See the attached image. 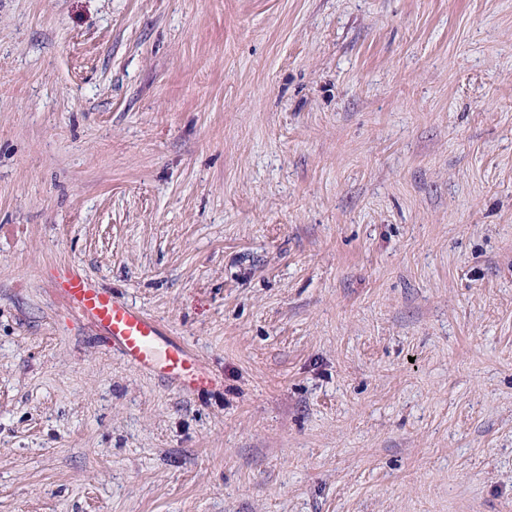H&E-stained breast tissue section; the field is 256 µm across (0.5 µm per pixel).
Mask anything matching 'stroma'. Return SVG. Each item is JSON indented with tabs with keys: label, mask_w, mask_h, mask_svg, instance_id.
Masks as SVG:
<instances>
[{
	"label": "stroma",
	"mask_w": 512,
	"mask_h": 512,
	"mask_svg": "<svg viewBox=\"0 0 512 512\" xmlns=\"http://www.w3.org/2000/svg\"><path fill=\"white\" fill-rule=\"evenodd\" d=\"M0 512H512V0H0ZM56 296L81 319L92 323L128 363L156 375L181 392L200 393L212 385L198 355L164 326L104 288L79 268L59 265L49 271Z\"/></svg>",
	"instance_id": "obj_1"
}]
</instances>
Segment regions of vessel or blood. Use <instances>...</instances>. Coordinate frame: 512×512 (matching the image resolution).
I'll return each mask as SVG.
<instances>
[{
    "label": "vessel or blood",
    "mask_w": 512,
    "mask_h": 512,
    "mask_svg": "<svg viewBox=\"0 0 512 512\" xmlns=\"http://www.w3.org/2000/svg\"><path fill=\"white\" fill-rule=\"evenodd\" d=\"M56 296L92 323L124 360L156 375L179 391L200 393L212 380L198 355L163 325L102 287L79 268L60 265L48 274Z\"/></svg>",
    "instance_id": "obj_1"
}]
</instances>
